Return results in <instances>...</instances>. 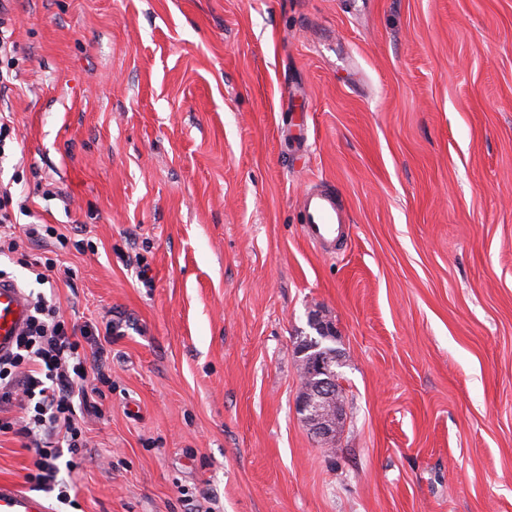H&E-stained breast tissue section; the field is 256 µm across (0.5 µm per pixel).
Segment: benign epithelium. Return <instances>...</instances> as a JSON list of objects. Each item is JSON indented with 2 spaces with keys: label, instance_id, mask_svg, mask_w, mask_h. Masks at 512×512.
I'll list each match as a JSON object with an SVG mask.
<instances>
[{
  "label": "benign epithelium",
  "instance_id": "1",
  "mask_svg": "<svg viewBox=\"0 0 512 512\" xmlns=\"http://www.w3.org/2000/svg\"><path fill=\"white\" fill-rule=\"evenodd\" d=\"M305 377L315 378L317 387L313 393L302 389L297 399L296 410L320 444L332 443L337 434L338 424L344 421L343 410L339 409L332 415L321 410V407L323 402L332 399L338 392L339 380L335 374L329 372L328 364L320 358L309 362Z\"/></svg>",
  "mask_w": 512,
  "mask_h": 512
}]
</instances>
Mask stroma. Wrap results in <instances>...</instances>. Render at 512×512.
<instances>
[{
  "mask_svg": "<svg viewBox=\"0 0 512 512\" xmlns=\"http://www.w3.org/2000/svg\"><path fill=\"white\" fill-rule=\"evenodd\" d=\"M1 14L10 191L68 237L64 319L112 329L66 512H512V0ZM320 187L347 211L333 253L301 224ZM314 312L341 359L333 453L296 411ZM34 459L0 433V480Z\"/></svg>",
  "mask_w": 512,
  "mask_h": 512,
  "instance_id": "35a3bbf8",
  "label": "stroma"
}]
</instances>
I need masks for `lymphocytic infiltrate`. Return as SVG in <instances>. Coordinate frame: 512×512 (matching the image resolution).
Returning <instances> with one entry per match:
<instances>
[{"instance_id":"f902f5d3","label":"lymphocytic infiltrate","mask_w":512,"mask_h":512,"mask_svg":"<svg viewBox=\"0 0 512 512\" xmlns=\"http://www.w3.org/2000/svg\"><path fill=\"white\" fill-rule=\"evenodd\" d=\"M11 192L0 193V255L18 253L21 240L42 247L59 239L48 224L16 226L8 209ZM97 326H67L54 300L44 294L31 299L27 326L15 348L0 356V403H17L24 411L18 423L1 425L33 449V471L25 476L30 487L55 492L60 504L71 502L68 482L59 480L60 469L74 470L75 460L87 439L77 409L87 400L88 379L109 383L107 351L88 354L84 344L98 336Z\"/></svg>"}]
</instances>
